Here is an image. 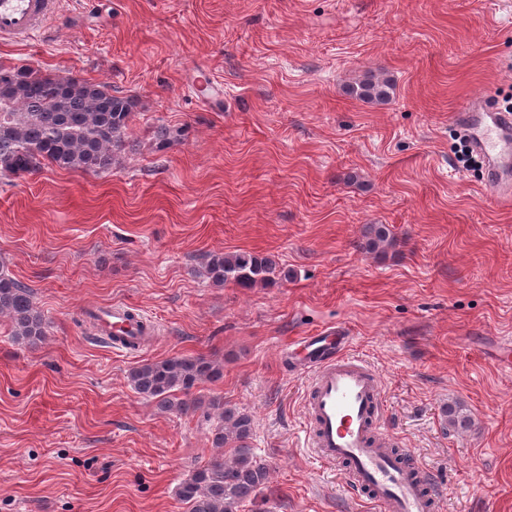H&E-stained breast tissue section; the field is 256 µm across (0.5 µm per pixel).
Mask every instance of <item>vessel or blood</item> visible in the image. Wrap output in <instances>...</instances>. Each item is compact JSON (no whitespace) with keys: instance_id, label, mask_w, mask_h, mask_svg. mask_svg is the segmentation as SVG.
<instances>
[{"instance_id":"1","label":"vessel or blood","mask_w":512,"mask_h":512,"mask_svg":"<svg viewBox=\"0 0 512 512\" xmlns=\"http://www.w3.org/2000/svg\"><path fill=\"white\" fill-rule=\"evenodd\" d=\"M56 0H0V35L34 37L53 14ZM476 153L486 163L485 186L500 203L512 202V114L486 110L473 99L454 115ZM112 346L123 350L137 322L112 307L98 315ZM353 338L342 326L303 337L308 389L304 446L324 464H347L346 490H364L377 512H433L439 485L428 467L408 469L384 449L386 433L374 430L381 410V379L365 360L350 355Z\"/></svg>"}]
</instances>
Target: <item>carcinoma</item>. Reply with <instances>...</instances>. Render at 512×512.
Instances as JSON below:
<instances>
[{
  "label": "carcinoma",
  "mask_w": 512,
  "mask_h": 512,
  "mask_svg": "<svg viewBox=\"0 0 512 512\" xmlns=\"http://www.w3.org/2000/svg\"><path fill=\"white\" fill-rule=\"evenodd\" d=\"M5 68L0 66V71ZM7 85L0 84V176L33 175L51 165L64 170L100 173L112 169L115 151L123 146L133 98L116 96L102 83L70 75L56 77L21 64L5 69ZM393 90L383 75L366 76L347 88L355 98L386 102ZM394 237L385 224H369L360 248L382 253ZM206 277L216 285L238 288L269 287L288 278L271 255L255 252L213 254ZM0 314L8 316L13 336L31 344L45 336V323L35 308L29 288L0 268ZM223 375L205 356L169 357L134 367L133 389L156 399L167 410L187 413L196 408L188 399L204 382ZM182 397H177L176 393ZM254 423L246 413L224 407L212 429V444L229 449V458L217 456L192 471L177 489L188 512H238L266 486L269 471L249 446Z\"/></svg>",
  "instance_id": "1"
}]
</instances>
